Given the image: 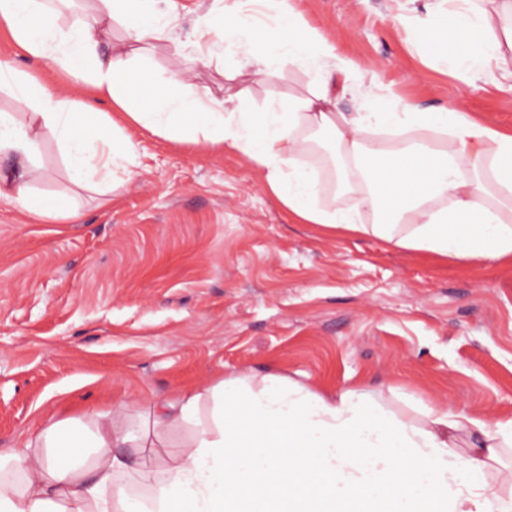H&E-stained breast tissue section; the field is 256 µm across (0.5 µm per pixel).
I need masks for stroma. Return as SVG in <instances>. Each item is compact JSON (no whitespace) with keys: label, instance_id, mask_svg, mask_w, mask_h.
<instances>
[{"label":"stroma","instance_id":"35a3bbf8","mask_svg":"<svg viewBox=\"0 0 512 512\" xmlns=\"http://www.w3.org/2000/svg\"><path fill=\"white\" fill-rule=\"evenodd\" d=\"M152 54L183 85L223 95L241 68L230 41L200 55L188 35L211 0H178ZM310 26L356 63L342 111L365 99L457 107L512 129V87L475 88L411 44L413 0H298ZM0 65L59 95L79 82L34 60L0 25ZM287 67L253 87L250 111L301 90ZM138 163L106 198L71 186L53 137L35 193L64 192L78 221L40 222L0 201V448L51 420L142 405L224 375L272 374L322 392L364 388L397 415L448 405L512 418V266L399 250L295 223L263 172L135 127Z\"/></svg>","mask_w":512,"mask_h":512}]
</instances>
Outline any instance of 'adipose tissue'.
Returning <instances> with one entry per match:
<instances>
[{"label":"adipose tissue","instance_id":"1","mask_svg":"<svg viewBox=\"0 0 512 512\" xmlns=\"http://www.w3.org/2000/svg\"><path fill=\"white\" fill-rule=\"evenodd\" d=\"M157 3L81 0L65 24L46 0H0V23L32 59L79 69L86 83L81 95L62 97L0 67V85L31 104L0 113V201L31 217L77 219L73 196L32 192L45 135L73 185L109 195L115 168L138 156L127 129L140 126L240 152L303 223L448 258L512 261V132L454 107L419 112L370 100L341 111L355 65L289 0H213L191 37L201 48L219 33L234 39L252 80L224 100L176 86L151 62L177 21ZM412 23L448 72L512 78V0H448L442 19L426 0ZM117 25L125 37H114ZM288 66L315 78L254 124L245 110L253 82ZM322 135L360 187L357 211L318 200L309 156ZM178 430L168 457L134 468L120 454L165 447ZM509 448L512 418L490 423L449 405L419 422L363 389L316 392L274 375L230 374L137 417L128 405H107L0 448V512H512V471L493 466Z\"/></svg>","mask_w":512,"mask_h":512}]
</instances>
